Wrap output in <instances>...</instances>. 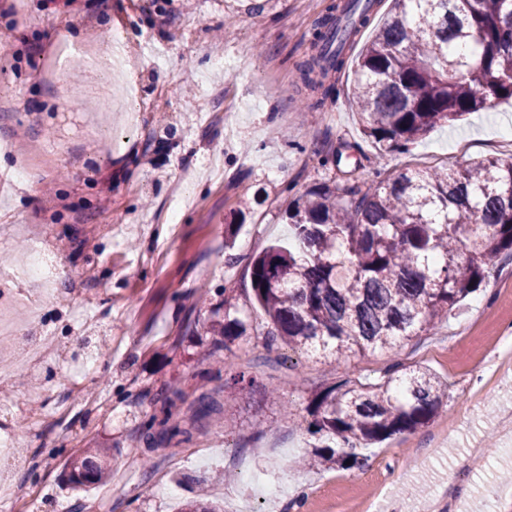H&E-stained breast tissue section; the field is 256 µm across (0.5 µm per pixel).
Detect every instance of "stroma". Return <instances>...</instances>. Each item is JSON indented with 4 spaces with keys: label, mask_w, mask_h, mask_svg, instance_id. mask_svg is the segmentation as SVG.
I'll list each match as a JSON object with an SVG mask.
<instances>
[{
    "label": "stroma",
    "mask_w": 512,
    "mask_h": 512,
    "mask_svg": "<svg viewBox=\"0 0 512 512\" xmlns=\"http://www.w3.org/2000/svg\"><path fill=\"white\" fill-rule=\"evenodd\" d=\"M332 0H191L187 10L153 0H80L79 14L54 11L47 0H0V279L27 261L43 238L57 247L55 277L41 333L75 347L104 336L109 372L83 373L79 358L41 371L40 396L26 383L0 406V430L23 439L35 472L0 457V483L26 481L41 494L31 512H177L213 485H172L176 472L234 471L232 455L287 474L274 503L249 500V512H405L441 495L450 470H467L451 512H512V438L501 428L512 410V372L493 358L500 337L512 336V263L503 262L486 288L470 295L429 336L397 352L331 361L307 349L238 342L220 358L219 378H202L214 332L211 308L228 288L250 292L251 256L288 244V206L310 187L342 180L388 178L408 169L444 168L477 159H512V146L492 142L512 126V103L440 125L403 152H380L362 133L351 103L354 72L332 73L334 95L317 106L298 65L316 57L315 25ZM120 21L140 46L131 79L115 71L108 91L93 81L92 64ZM239 48L233 73L216 69L209 50ZM143 107L128 117L122 98ZM342 151L340 165L330 158ZM25 167V180L11 181ZM112 192H100L103 180ZM190 201L178 223L166 210L174 190ZM429 369L448 384V402L427 426L364 449L363 465L316 470L302 459L317 439L304 408L311 393L343 379L377 376L396 364ZM251 380L250 397H225L233 376ZM166 384L187 398L211 393L220 408L196 424L189 442L154 453L145 477L137 429ZM112 405L87 406V390ZM41 401V431L28 409ZM66 402L68 436L53 416ZM297 409L284 417L282 405ZM57 456H50V449ZM108 448L111 470L97 489L63 481L69 454Z\"/></svg>",
    "instance_id": "stroma-1"
}]
</instances>
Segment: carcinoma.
<instances>
[{"label": "carcinoma", "instance_id": "obj_1", "mask_svg": "<svg viewBox=\"0 0 512 512\" xmlns=\"http://www.w3.org/2000/svg\"><path fill=\"white\" fill-rule=\"evenodd\" d=\"M382 0L334 3L318 22L317 58L299 70L321 90L323 79L353 63V99L363 133L383 152L405 151L434 127L461 119L493 101L512 100V0H395L373 39L356 55V38L372 23ZM488 227L477 232L467 214ZM297 248H270L251 260L255 321L235 289L211 310L220 338L209 356L261 336L265 346L312 347L337 360L393 352L401 342L438 322L512 257V161L481 159L456 169L407 170L392 179L320 183L286 212ZM448 398V384L410 367L341 380L314 391L304 407L312 434L325 438L306 461L311 467L357 465V449L426 426ZM183 401L177 388L156 394L159 413L137 436L148 454L190 433L170 423ZM208 419L217 411L208 393L189 407ZM108 448H84L69 462L68 481L89 486L106 480ZM181 512H221L203 497Z\"/></svg>", "mask_w": 512, "mask_h": 512}]
</instances>
